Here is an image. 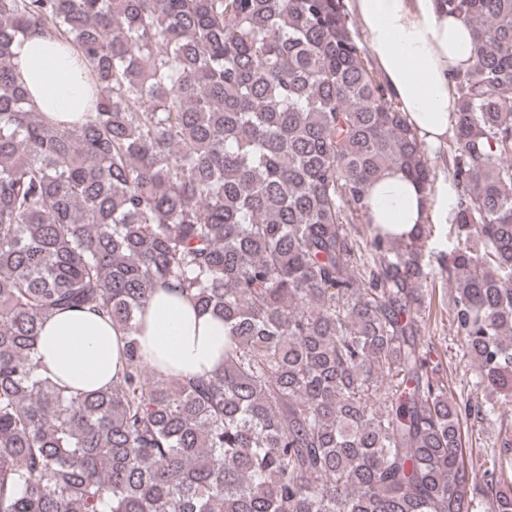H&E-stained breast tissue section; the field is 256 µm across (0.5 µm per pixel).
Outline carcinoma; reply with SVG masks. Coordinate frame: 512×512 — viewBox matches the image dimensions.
<instances>
[{"mask_svg": "<svg viewBox=\"0 0 512 512\" xmlns=\"http://www.w3.org/2000/svg\"><path fill=\"white\" fill-rule=\"evenodd\" d=\"M452 76L453 247L372 223L426 144L365 66L344 0H0V512H512V434L476 475L462 421L512 410V0ZM47 33L90 80L54 121L18 81ZM474 364L451 395L422 335L437 281ZM166 286L224 321V361L169 378L140 344ZM98 313L120 371L69 393L43 320Z\"/></svg>", "mask_w": 512, "mask_h": 512, "instance_id": "1", "label": "carcinoma"}]
</instances>
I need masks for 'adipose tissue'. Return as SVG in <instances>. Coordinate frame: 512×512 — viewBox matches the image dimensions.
Instances as JSON below:
<instances>
[{
    "mask_svg": "<svg viewBox=\"0 0 512 512\" xmlns=\"http://www.w3.org/2000/svg\"><path fill=\"white\" fill-rule=\"evenodd\" d=\"M350 9L409 124L428 146L444 144L456 103L451 76L473 62L470 27L449 15L443 0H350ZM15 53L20 82L36 110L59 121H77L87 78L59 43L50 35L35 34L22 40ZM368 194L374 223L390 225L397 234L426 223L432 211L451 220L456 200L451 185L437 187L429 197L394 170L371 183ZM143 321L144 352L163 373L203 374L222 364L223 322L177 292L157 287ZM121 345V333L109 321L66 311L44 321L37 349L60 386L90 392L115 379Z\"/></svg>",
    "mask_w": 512,
    "mask_h": 512,
    "instance_id": "obj_1",
    "label": "adipose tissue"
}]
</instances>
